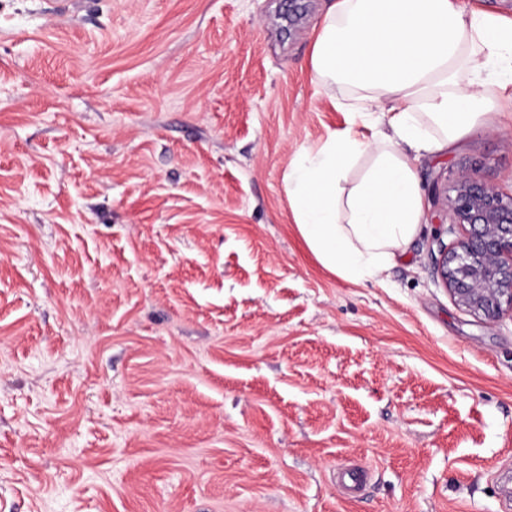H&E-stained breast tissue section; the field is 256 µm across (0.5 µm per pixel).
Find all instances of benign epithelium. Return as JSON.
<instances>
[{"label": "benign epithelium", "instance_id": "7a95c632", "mask_svg": "<svg viewBox=\"0 0 512 512\" xmlns=\"http://www.w3.org/2000/svg\"><path fill=\"white\" fill-rule=\"evenodd\" d=\"M433 202L444 207L462 238L438 242L434 274L455 304L495 319L512 315V193H503L477 171H464L451 190L433 185Z\"/></svg>", "mask_w": 512, "mask_h": 512}]
</instances>
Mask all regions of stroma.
Returning <instances> with one entry per match:
<instances>
[{
    "label": "stroma",
    "mask_w": 512,
    "mask_h": 512,
    "mask_svg": "<svg viewBox=\"0 0 512 512\" xmlns=\"http://www.w3.org/2000/svg\"><path fill=\"white\" fill-rule=\"evenodd\" d=\"M50 2L0 0V512H503L512 317L436 280L429 190L512 192V109L417 161L421 224L354 283L285 183L352 120L329 0Z\"/></svg>",
    "instance_id": "obj_1"
}]
</instances>
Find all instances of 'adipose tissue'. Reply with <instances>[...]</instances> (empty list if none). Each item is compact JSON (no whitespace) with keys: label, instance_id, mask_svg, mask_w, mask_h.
<instances>
[{"label":"adipose tissue","instance_id":"ef3b65f1","mask_svg":"<svg viewBox=\"0 0 512 512\" xmlns=\"http://www.w3.org/2000/svg\"><path fill=\"white\" fill-rule=\"evenodd\" d=\"M324 86L348 89L346 109L392 130L353 132L302 151L287 176L298 230L317 260L352 282L378 277L423 216L410 151L434 154L479 129L512 90V20L454 0H332L311 51ZM373 163L344 202L336 184L361 154Z\"/></svg>","mask_w":512,"mask_h":512}]
</instances>
